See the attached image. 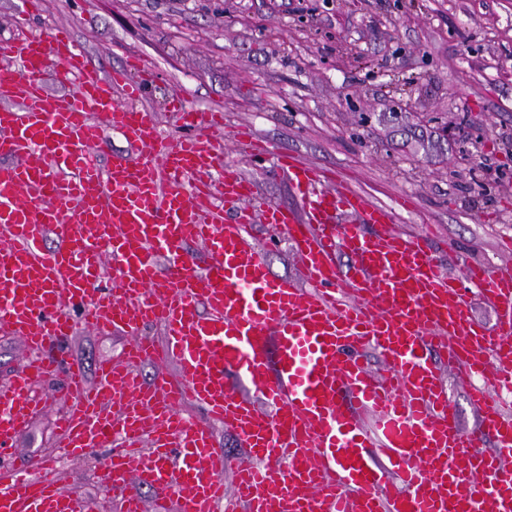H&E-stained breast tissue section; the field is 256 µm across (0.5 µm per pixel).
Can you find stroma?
I'll return each instance as SVG.
<instances>
[{"instance_id":"1","label":"stroma","mask_w":512,"mask_h":512,"mask_svg":"<svg viewBox=\"0 0 512 512\" xmlns=\"http://www.w3.org/2000/svg\"><path fill=\"white\" fill-rule=\"evenodd\" d=\"M21 7L0 0V50L65 25L104 71L140 56L157 74L145 103L159 109L160 133H185L162 109L171 95L222 111L223 130L210 134L218 154L272 203L296 199L272 160L235 142L240 126L336 169L379 204L407 194L394 230L432 227L430 245L450 267L512 268L500 248L512 238V0H46L23 30ZM463 150L471 160L459 167ZM125 342L80 328L60 352L91 379ZM36 392L15 467L40 459L87 512H120L97 456L60 458L55 421L71 400L49 383Z\"/></svg>"}]
</instances>
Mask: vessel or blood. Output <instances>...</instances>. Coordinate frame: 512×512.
Returning <instances> with one entry per match:
<instances>
[{
    "mask_svg": "<svg viewBox=\"0 0 512 512\" xmlns=\"http://www.w3.org/2000/svg\"><path fill=\"white\" fill-rule=\"evenodd\" d=\"M154 79L136 56L103 72L65 26L0 55V330L30 354L0 388V512H85L39 460L11 463L32 379L60 372L73 400L58 422L64 446L74 458L104 449L123 512H512V270L448 271L425 235L389 231L395 209L244 127L238 142L273 159L297 197L262 202L252 179L215 169L201 130L222 127L220 112L172 96L191 133H159L142 103ZM109 131L129 151L107 161ZM262 227L285 230L301 282L272 273ZM469 288L494 327L467 316ZM151 323L162 342L143 336ZM78 324L129 338L91 382L47 354ZM441 359L472 388L473 428ZM146 362L175 366L179 380L146 381ZM187 402L202 420L182 416ZM218 424L243 455L217 448Z\"/></svg>",
    "mask_w": 512,
    "mask_h": 512,
    "instance_id": "b4317fda",
    "label": "vessel or blood"
}]
</instances>
